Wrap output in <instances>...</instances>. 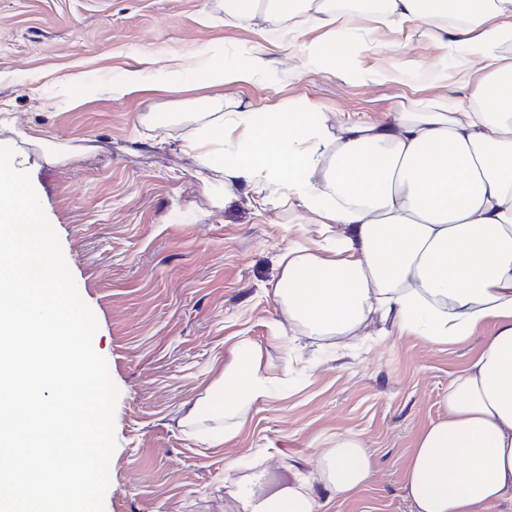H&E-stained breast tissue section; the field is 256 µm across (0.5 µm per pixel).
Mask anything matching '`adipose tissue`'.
I'll return each mask as SVG.
<instances>
[{
    "mask_svg": "<svg viewBox=\"0 0 512 512\" xmlns=\"http://www.w3.org/2000/svg\"><path fill=\"white\" fill-rule=\"evenodd\" d=\"M224 13L270 23L278 38L302 22L326 28L314 57L337 64L350 56L358 18L335 0H225ZM369 16L425 23L434 41L480 55L485 77L464 97L333 131L316 102L245 109L204 126L191 146L209 161L215 142L234 140L221 160L225 184L263 178L330 229V244L283 255L286 285L273 291L303 335L355 339L377 317L447 345L495 323L449 381L444 414L418 434L403 479L411 512H492L512 505V0H381ZM273 383L259 349L240 341L215 409L225 431L240 429ZM374 465L359 434L337 435L315 479L269 493L254 477L237 512H321L325 500L357 496Z\"/></svg>",
    "mask_w": 512,
    "mask_h": 512,
    "instance_id": "1",
    "label": "adipose tissue"
}]
</instances>
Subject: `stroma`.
<instances>
[{
    "label": "stroma",
    "mask_w": 512,
    "mask_h": 512,
    "mask_svg": "<svg viewBox=\"0 0 512 512\" xmlns=\"http://www.w3.org/2000/svg\"><path fill=\"white\" fill-rule=\"evenodd\" d=\"M221 3L0 0V145L31 177L120 391L104 512H234L254 472L270 491L314 477L320 451L349 431L374 450L375 472L357 499L324 512H410L404 461L493 324L442 347L378 337L375 323L355 346L301 335L273 290L281 255L322 241L320 224L264 180L225 185L189 140L205 97L294 112L314 101L329 127L375 124L402 102L460 96L484 62L421 23L362 18L348 71L319 67L310 48L324 30L302 24L275 43L268 23H236ZM216 49L266 65L244 83L194 88ZM130 70L140 91L112 96ZM242 339L260 349L274 393L213 441L180 419L211 400Z\"/></svg>",
    "instance_id": "35a3bbf8"
}]
</instances>
